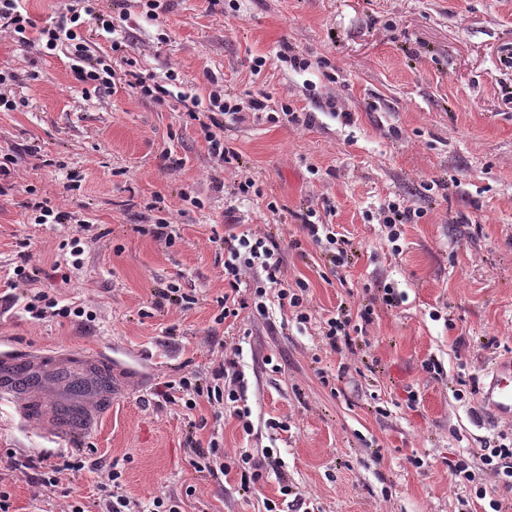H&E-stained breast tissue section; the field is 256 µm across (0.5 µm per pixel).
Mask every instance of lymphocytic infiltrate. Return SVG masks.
I'll return each mask as SVG.
<instances>
[{"label":"lymphocytic infiltrate","mask_w":512,"mask_h":512,"mask_svg":"<svg viewBox=\"0 0 512 512\" xmlns=\"http://www.w3.org/2000/svg\"><path fill=\"white\" fill-rule=\"evenodd\" d=\"M100 0H74L66 15L51 24L36 26L31 17L22 13L20 0H0V30L15 42L26 45L37 41L39 53L50 57L65 52L69 67L82 86L83 94L116 89L124 84L138 90L143 98L164 105L170 100L184 103L187 119L199 121L208 144L209 154L216 160L232 163L238 154L224 140V123L244 122L253 117L270 124L288 122L292 125L309 124V115L285 107L272 111L267 99H250L248 105H240L237 97L225 94L216 88L209 94L207 117H200L195 110L197 96L174 92V85L181 78L176 71L167 72L164 80L147 78L137 68L134 60H126L123 72H116L105 59L93 56L90 40L86 36L87 22H95L105 33H115L111 15L99 7ZM26 208L33 223L72 225L68 240L72 253H79L82 232L88 226L70 211L61 210L51 198L36 196L27 202ZM301 229L327 257L333 269L346 267L350 261L349 243L334 225L319 215L317 210H308L301 217ZM224 287L220 302L221 320H236L241 315L265 318L269 315L270 302H277L280 309L291 311L296 323L307 324L312 315L307 308L309 285L302 280L288 281L283 276L284 254L272 236L260 234L252 229H230L224 236ZM375 309L367 304L354 310L338 306L321 323V333L331 350L352 349L357 338L366 333L374 321ZM247 383L242 366L234 355L225 356L214 369L211 381H202L196 376H181L166 383L161 392L162 399L183 402L186 409H195L200 401H207L215 410H222L234 419L243 434H251L252 411L245 403ZM191 466L197 472L210 476L236 474L237 486L246 494L253 493L271 473H278L280 461L272 450L255 454L242 451L235 455L224 452L217 438L208 443H196ZM448 470L455 483L473 482L477 474H485L497 485L512 490V445L498 443L481 452L461 456L449 461Z\"/></svg>","instance_id":"f902f5d3"}]
</instances>
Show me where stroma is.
Listing matches in <instances>:
<instances>
[{"label": "stroma", "mask_w": 512, "mask_h": 512, "mask_svg": "<svg viewBox=\"0 0 512 512\" xmlns=\"http://www.w3.org/2000/svg\"><path fill=\"white\" fill-rule=\"evenodd\" d=\"M130 12L127 55L143 73L161 80L179 68L186 89L203 98L214 76L227 94L266 96L313 121L225 124L241 161L224 164L179 104L157 105L129 87L84 98L67 59L0 32V70L19 76L14 91L25 101L0 112V150L18 158L0 181V360L103 365L112 375L96 435L76 443L26 423L0 397V492L10 512H68L63 490L73 485L94 503L113 464L124 494L146 505L166 495L182 499L185 512H257L258 501L278 498L273 475L245 496L235 476L195 472L192 422L197 439L217 436L231 454L274 449L301 496L287 512H490L473 487L451 484L447 462L512 435V422L492 419L479 396H454L465 381L487 383L495 363L512 357V0H166L159 20L135 5ZM161 33L168 42L160 46ZM286 44L307 70L279 60ZM258 56L267 63L256 74ZM72 170L82 181L69 192ZM246 178L255 193L232 195ZM442 178L449 188L426 190ZM34 193L89 222L81 255L59 248L69 225L26 223ZM395 199L420 213L402 225L396 256L378 222ZM272 201L279 213L269 211ZM327 204L359 252L331 282L300 220L305 208ZM162 218L173 243L146 232ZM230 224L252 225L286 248L284 275L308 282L315 318L344 302L360 306L384 284L406 300L380 309L352 354L331 350L318 327L286 311L217 322ZM25 238L39 289L85 317L24 312L8 283ZM171 284L194 304L155 306V289ZM238 346L253 435L207 402L190 411L159 397L164 382L210 376ZM431 358L442 377L424 371ZM325 374L335 388L323 386ZM412 391L419 403L410 409ZM272 420L287 431L270 429ZM414 454L422 467L410 463ZM42 456L79 457L85 467L64 472L47 495ZM17 460L29 469L15 471Z\"/></svg>", "instance_id": "35a3bbf8"}]
</instances>
